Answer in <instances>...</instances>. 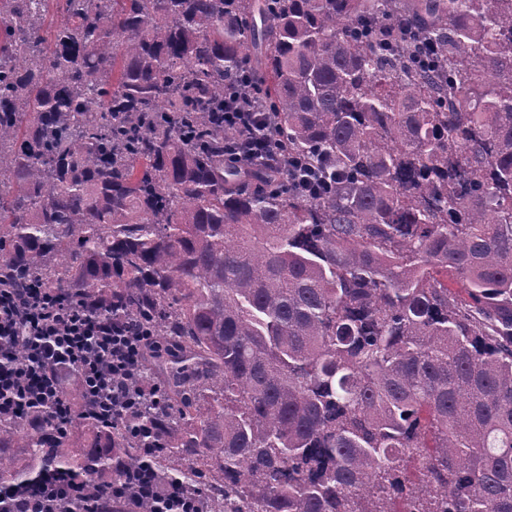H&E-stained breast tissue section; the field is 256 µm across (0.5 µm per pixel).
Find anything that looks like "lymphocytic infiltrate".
Returning <instances> with one entry per match:
<instances>
[{
  "mask_svg": "<svg viewBox=\"0 0 512 512\" xmlns=\"http://www.w3.org/2000/svg\"><path fill=\"white\" fill-rule=\"evenodd\" d=\"M268 118L225 103L224 124L237 133L224 142L225 164L245 154L278 161ZM158 347L148 324L92 315L51 288H12L0 281V421L32 424L46 414L64 434L81 419L114 435L161 439L162 420L141 421L161 405L163 390L144 369L147 350ZM72 382L83 398L78 416L65 395ZM137 454L135 466L115 461L120 475L108 484L59 467L0 485V512H102L104 502L116 512H203L197 495L159 470V449Z\"/></svg>",
  "mask_w": 512,
  "mask_h": 512,
  "instance_id": "1",
  "label": "lymphocytic infiltrate"
}]
</instances>
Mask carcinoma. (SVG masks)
I'll list each match as a JSON object with an SVG mask.
<instances>
[{"instance_id":"carcinoma-1","label":"carcinoma","mask_w":512,"mask_h":512,"mask_svg":"<svg viewBox=\"0 0 512 512\" xmlns=\"http://www.w3.org/2000/svg\"><path fill=\"white\" fill-rule=\"evenodd\" d=\"M243 74L323 189L224 166ZM0 268L152 318L206 512H512V0H0Z\"/></svg>"}]
</instances>
